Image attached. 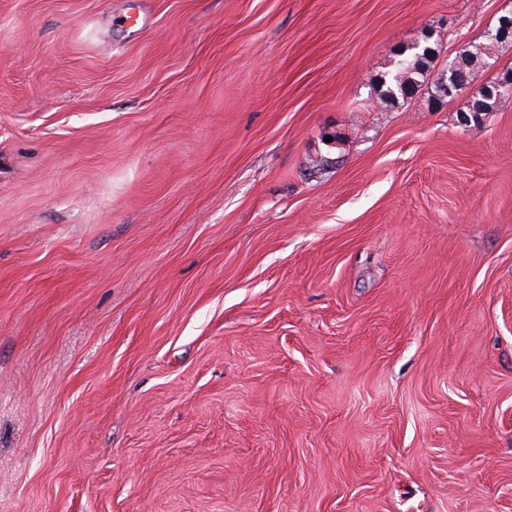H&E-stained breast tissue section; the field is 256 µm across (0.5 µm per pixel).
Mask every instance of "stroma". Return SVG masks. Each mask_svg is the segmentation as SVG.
<instances>
[{
  "mask_svg": "<svg viewBox=\"0 0 512 512\" xmlns=\"http://www.w3.org/2000/svg\"><path fill=\"white\" fill-rule=\"evenodd\" d=\"M511 12L0 0V512H512ZM509 39H512V31L501 32L498 36L496 31L494 38L491 37L488 40L489 42L469 45L467 49L460 52L454 72L449 70L445 74V70H443L431 81L430 87L433 86V93L438 97H446L448 95V83H454L455 81L469 86L474 71L486 66L487 59L491 57L494 43L498 44ZM431 55V48L418 43L405 48L393 68L380 76L379 99L394 105L417 92L431 77Z\"/></svg>",
  "mask_w": 512,
  "mask_h": 512,
  "instance_id": "stroma-1",
  "label": "stroma"
}]
</instances>
